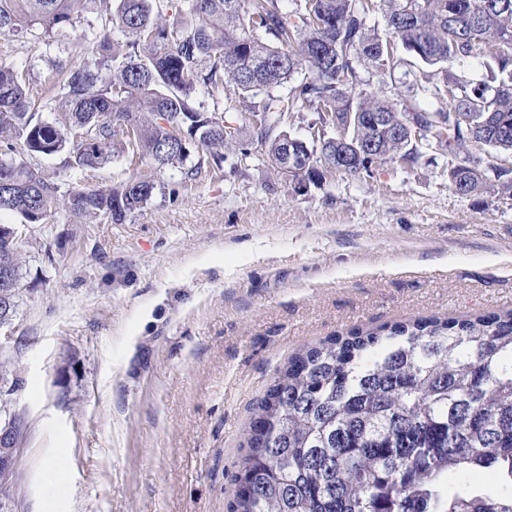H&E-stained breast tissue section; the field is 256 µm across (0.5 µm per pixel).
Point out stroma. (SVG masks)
I'll return each instance as SVG.
<instances>
[{"instance_id":"stroma-1","label":"stroma","mask_w":512,"mask_h":512,"mask_svg":"<svg viewBox=\"0 0 512 512\" xmlns=\"http://www.w3.org/2000/svg\"><path fill=\"white\" fill-rule=\"evenodd\" d=\"M99 10L88 0L59 41L0 33V63L28 73L35 112L58 111L47 61H78ZM205 104L241 129L222 168L157 171L122 223L0 215L19 227L22 264L0 343L28 420L12 512H228L246 430L289 357L356 328L512 311V195L454 193L447 150L299 189L253 143L244 107ZM35 167L65 190L146 170L124 155Z\"/></svg>"}]
</instances>
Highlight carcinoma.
I'll return each instance as SVG.
<instances>
[{"label": "carcinoma", "mask_w": 512, "mask_h": 512, "mask_svg": "<svg viewBox=\"0 0 512 512\" xmlns=\"http://www.w3.org/2000/svg\"><path fill=\"white\" fill-rule=\"evenodd\" d=\"M89 0H0V32L59 38ZM183 0L190 25H170L154 0H117L61 89L64 121L35 119L26 74L0 64V138L7 150L64 154L96 169L118 152L154 169L182 166L191 149L221 167L223 120L197 87L251 113L275 169L285 117L313 111L353 145L343 171L369 174L416 161L395 132L407 115L453 155L450 187L468 196L512 193V169L483 168L472 143L512 151V0ZM413 74L430 101L403 103L367 89L362 71ZM472 60L479 81L456 70ZM307 71L299 82L294 75ZM298 187L330 173L339 148H300ZM9 187L0 213L46 224L58 210L119 222L155 190L143 175L112 189L60 187L24 161H0ZM16 259L0 287V323L16 307ZM230 512H512V313L427 317L351 331L294 355L276 371L251 420ZM473 474L493 489L467 484Z\"/></svg>", "instance_id": "1"}]
</instances>
